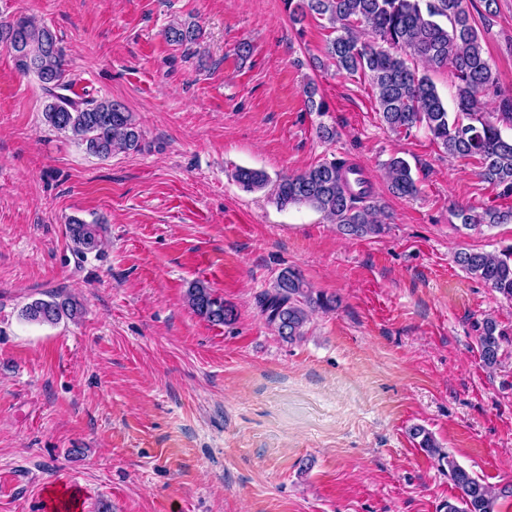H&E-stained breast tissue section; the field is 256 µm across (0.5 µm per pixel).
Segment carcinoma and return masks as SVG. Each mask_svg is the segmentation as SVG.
<instances>
[{"label":"carcinoma","mask_w":512,"mask_h":512,"mask_svg":"<svg viewBox=\"0 0 512 512\" xmlns=\"http://www.w3.org/2000/svg\"><path fill=\"white\" fill-rule=\"evenodd\" d=\"M285 4L296 23L308 15L327 21L334 34L326 47L328 57L339 70L349 74L361 71L370 77L381 120L391 130L408 133L418 125L425 126L448 155L477 160L483 181L512 192V136L501 130V125L512 123V99H502V111L493 115L480 111L481 96L497 83V77L466 0H285ZM166 35L169 41L182 44L195 39V29L172 26ZM0 46L14 54L21 71L36 74L44 84L49 101L43 118L50 127L103 158L139 148L141 131L123 105L111 99L66 94L63 52L50 28L25 16L1 22ZM410 57L428 68L453 69L457 79L455 115L449 114L429 77L418 75L409 66ZM385 170L393 195L412 197L417 193L405 160L393 158ZM235 179L247 191L263 189L268 183L264 171L247 167L238 168ZM274 196L282 209L306 205L323 213L347 235L364 237L383 230L377 220L381 207L371 183L358 166L345 160L325 161L282 177ZM457 218L464 228L475 229L512 220V211L476 214L471 208H461ZM68 232L77 253L99 250V225L74 219ZM455 262L512 301V248L501 255L460 251ZM186 300L195 314L212 323L224 324L234 318L233 309L201 283L188 288ZM313 305L329 308V302L313 298L302 276L289 269L277 276L273 291L260 300L268 323L291 343L303 338L308 308ZM81 311L73 297L58 294L28 303L21 316L43 325L63 318L75 320ZM502 337L494 320L483 322L479 342L486 365L497 364ZM410 434L421 450L448 467V475L460 491L457 502L448 503V512H496L497 495L443 452L430 432L415 426Z\"/></svg>","instance_id":"cac0c4a2"}]
</instances>
